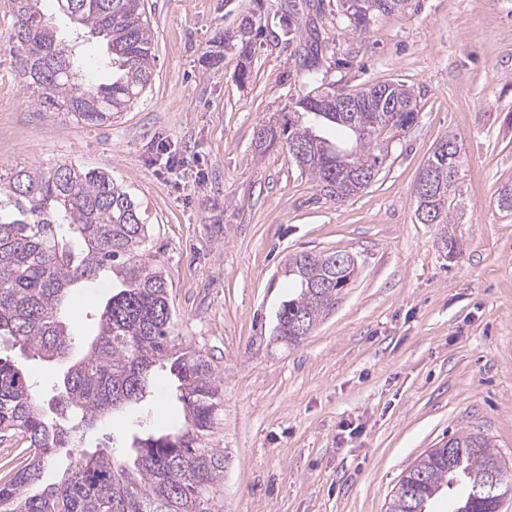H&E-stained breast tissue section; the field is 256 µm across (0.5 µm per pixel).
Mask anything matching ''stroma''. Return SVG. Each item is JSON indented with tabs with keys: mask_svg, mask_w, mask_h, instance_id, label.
I'll return each mask as SVG.
<instances>
[{
	"mask_svg": "<svg viewBox=\"0 0 512 512\" xmlns=\"http://www.w3.org/2000/svg\"><path fill=\"white\" fill-rule=\"evenodd\" d=\"M144 4L152 83L108 126L37 111L0 45V165L102 168L140 203L175 333L224 379L207 437L229 458L223 512H386L406 469L459 431L488 437L512 467V209L501 204L512 189V0H408L363 33L338 0ZM294 9L327 43L320 70L333 90L401 81L420 103L374 182L345 201L325 196L287 151L256 150L257 128L301 92ZM42 10L89 79L106 81L103 45L77 37L56 0ZM244 27L250 58L227 46L219 65L203 62ZM448 134L464 152L452 255L436 225L417 221L413 197ZM337 250L353 255V280L299 344L277 341L289 257ZM111 294L103 281L71 289L77 344L94 337ZM155 377L161 399L114 416L103 434L182 421L174 378Z\"/></svg>",
	"mask_w": 512,
	"mask_h": 512,
	"instance_id": "35a3bbf8",
	"label": "stroma"
}]
</instances>
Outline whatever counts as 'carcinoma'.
I'll return each mask as SVG.
<instances>
[{
	"instance_id": "1",
	"label": "carcinoma",
	"mask_w": 512,
	"mask_h": 512,
	"mask_svg": "<svg viewBox=\"0 0 512 512\" xmlns=\"http://www.w3.org/2000/svg\"><path fill=\"white\" fill-rule=\"evenodd\" d=\"M41 0H10L6 44L22 89L41 112H58L87 126L109 124L142 98L154 73V44L142 0H57L79 30L102 39L106 83L81 81L79 60L61 44L45 19ZM363 10L343 11L349 25L367 31L373 19L400 11L406 0H367ZM322 42L314 37L299 54L302 95L290 102L280 125H263L255 137L264 153L292 143L306 152L292 155L326 194L336 200L357 195L351 172L363 168L375 178L383 164L379 138L412 126L420 106L407 85L373 84L354 97V112L332 107L336 92L320 77ZM457 144L446 135L426 167L434 195L414 192L415 211L434 210L439 241L457 249L451 212L457 179L448 178V154ZM148 224L140 203L112 174L67 162L45 168L0 166V341L19 351L0 357V433L25 441V464L0 480V512H216L228 466L224 451L207 436L224 402V380L210 359L192 345L176 342L168 283L146 249ZM346 252L301 251L288 259L297 293L277 314V339L295 345L334 305L356 267L338 264ZM102 278L115 281L98 320V333L63 373L48 416L22 361H63L74 341L66 321L71 288ZM169 370L184 422L177 428L134 435L131 456L91 450L99 445L98 423L109 414L130 413L155 393L154 371ZM61 448H77L61 480L29 494ZM501 472L502 497L472 496L475 480L488 469ZM463 483L455 509L498 512L512 493V471L491 450L485 436H448L421 455L402 476L387 512H428L443 490Z\"/></svg>"
}]
</instances>
